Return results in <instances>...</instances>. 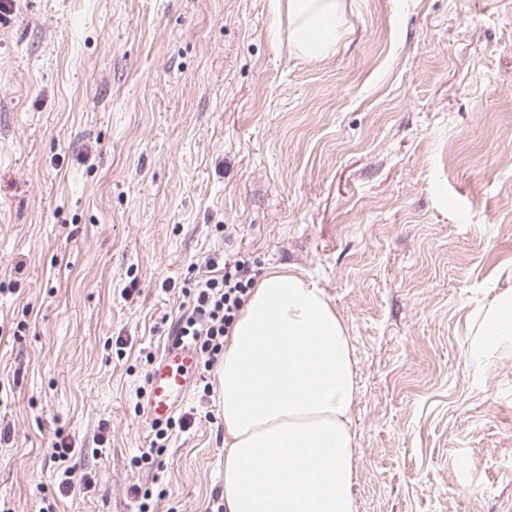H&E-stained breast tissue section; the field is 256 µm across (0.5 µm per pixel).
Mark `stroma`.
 I'll use <instances>...</instances> for the list:
<instances>
[{
  "mask_svg": "<svg viewBox=\"0 0 512 512\" xmlns=\"http://www.w3.org/2000/svg\"><path fill=\"white\" fill-rule=\"evenodd\" d=\"M331 53L269 0L0 13V512H135L141 411L185 278L248 253L323 288L353 347L358 512H512V0H345ZM155 512L224 487L221 371ZM87 493H57L56 434ZM476 336L470 355L477 364L487 363L500 345L512 342V293L499 296L488 307Z\"/></svg>",
  "mask_w": 512,
  "mask_h": 512,
  "instance_id": "35a3bbf8",
  "label": "stroma"
}]
</instances>
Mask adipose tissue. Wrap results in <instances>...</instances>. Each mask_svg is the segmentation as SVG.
Wrapping results in <instances>:
<instances>
[{
    "mask_svg": "<svg viewBox=\"0 0 512 512\" xmlns=\"http://www.w3.org/2000/svg\"><path fill=\"white\" fill-rule=\"evenodd\" d=\"M304 57L336 43L343 0H271ZM470 355L512 342V293L485 311ZM225 512H358L354 361L323 289L274 271L251 292L224 346Z\"/></svg>",
    "mask_w": 512,
    "mask_h": 512,
    "instance_id": "ef3b65f1",
    "label": "adipose tissue"
}]
</instances>
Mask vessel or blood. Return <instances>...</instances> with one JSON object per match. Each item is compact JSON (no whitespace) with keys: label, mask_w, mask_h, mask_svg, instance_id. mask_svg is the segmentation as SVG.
Returning <instances> with one entry per match:
<instances>
[{"label":"vessel or blood","mask_w":512,"mask_h":512,"mask_svg":"<svg viewBox=\"0 0 512 512\" xmlns=\"http://www.w3.org/2000/svg\"><path fill=\"white\" fill-rule=\"evenodd\" d=\"M196 360L197 354L190 344L165 346L160 360L149 371L148 421L161 423L173 415L188 392Z\"/></svg>","instance_id":"vessel-or-blood-1"}]
</instances>
